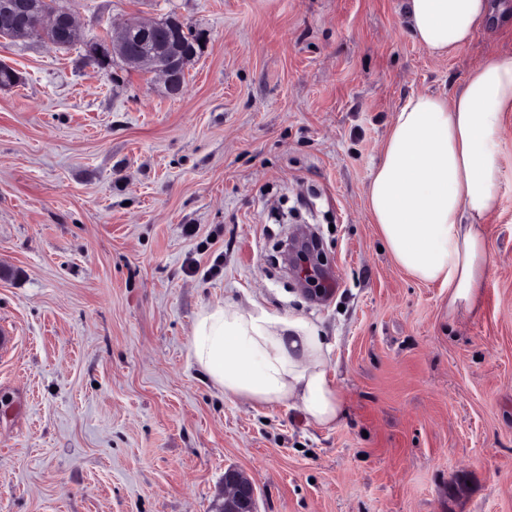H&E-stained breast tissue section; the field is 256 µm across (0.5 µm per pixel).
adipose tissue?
Listing matches in <instances>:
<instances>
[{
	"mask_svg": "<svg viewBox=\"0 0 512 512\" xmlns=\"http://www.w3.org/2000/svg\"><path fill=\"white\" fill-rule=\"evenodd\" d=\"M495 0H404L412 39L448 56L492 24ZM512 114V57L468 72L453 95L420 92L395 112L367 189L368 211L394 262L448 290L452 311L473 307L494 265L486 224L499 205L505 119ZM331 346L319 326L252 301L196 315L191 354L225 396L260 406L290 403L331 425L343 400L327 375Z\"/></svg>",
	"mask_w": 512,
	"mask_h": 512,
	"instance_id": "adipose-tissue-1",
	"label": "adipose tissue"
}]
</instances>
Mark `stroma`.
<instances>
[{"label":"stroma","instance_id":"stroma-1","mask_svg":"<svg viewBox=\"0 0 512 512\" xmlns=\"http://www.w3.org/2000/svg\"><path fill=\"white\" fill-rule=\"evenodd\" d=\"M63 4L68 49L0 38V512H211L229 468L259 512H512V117L470 312L366 208L402 101L512 56V30L439 59L402 0ZM170 15L202 39L179 97L87 59ZM250 299L320 326L338 422L205 379L197 312Z\"/></svg>","mask_w":512,"mask_h":512}]
</instances>
